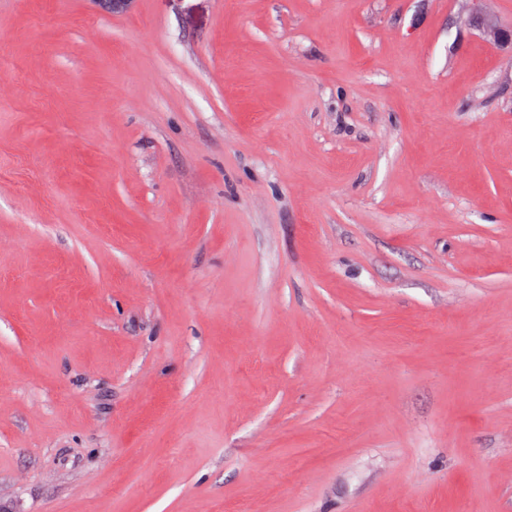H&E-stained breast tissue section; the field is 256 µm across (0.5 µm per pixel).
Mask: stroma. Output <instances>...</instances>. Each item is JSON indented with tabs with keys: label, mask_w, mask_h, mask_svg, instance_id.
<instances>
[{
	"label": "stroma",
	"mask_w": 512,
	"mask_h": 512,
	"mask_svg": "<svg viewBox=\"0 0 512 512\" xmlns=\"http://www.w3.org/2000/svg\"><path fill=\"white\" fill-rule=\"evenodd\" d=\"M512 0H0V512H512Z\"/></svg>",
	"instance_id": "35a3bbf8"
}]
</instances>
